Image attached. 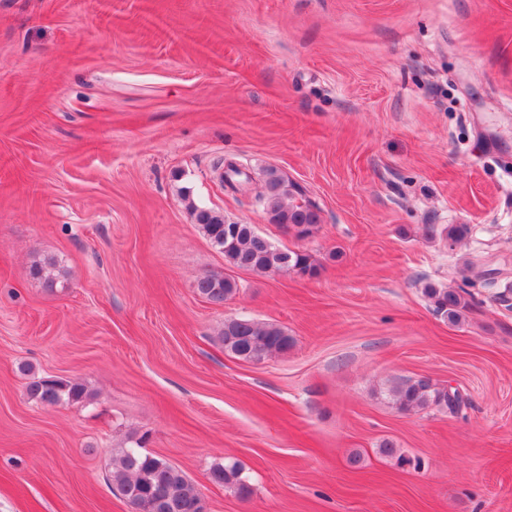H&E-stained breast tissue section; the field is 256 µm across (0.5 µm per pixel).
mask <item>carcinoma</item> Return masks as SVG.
Here are the masks:
<instances>
[{
	"label": "carcinoma",
	"mask_w": 512,
	"mask_h": 512,
	"mask_svg": "<svg viewBox=\"0 0 512 512\" xmlns=\"http://www.w3.org/2000/svg\"><path fill=\"white\" fill-rule=\"evenodd\" d=\"M300 194L297 184L269 168L265 173L264 191L256 195V200L268 215L269 223L292 230L301 239L309 236L321 223V212L312 203L298 201ZM193 214L203 234L224 253V260L233 268L259 274L294 272L310 277L319 273V266L307 252L281 250L256 232L251 224H234L220 211L205 206L193 208ZM55 268L54 260L45 259L31 265L30 275L43 281L50 290L66 287L65 282L54 274ZM195 288L206 301L222 305L237 293L238 284L230 276L205 274L196 280ZM424 293L435 310L450 320L460 319L466 308L464 297L455 290L428 285ZM222 336L225 351L250 362H261L274 353H284L293 345V339L280 327L243 318L224 321ZM26 392L31 400L45 406L84 403L91 399L86 387L76 379L31 376L26 383ZM390 394L403 411L432 405L454 411L464 403L459 390L433 389L423 379L401 381L390 389ZM209 476L216 485L237 486L243 496L250 492L242 471L234 464H218ZM112 481L136 512H204L202 497L182 471L148 453L138 441L134 446L122 449L114 463Z\"/></svg>",
	"instance_id": "carcinoma-1"
}]
</instances>
